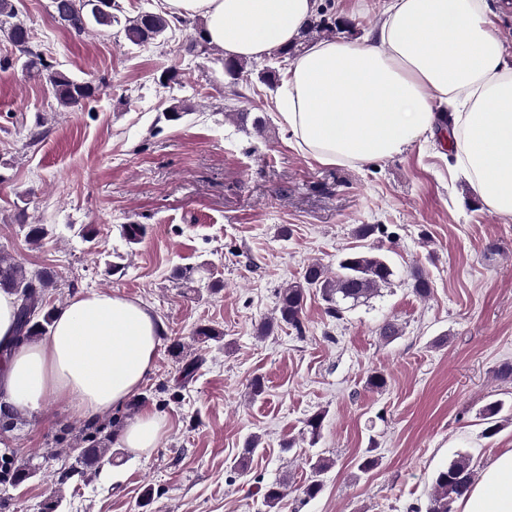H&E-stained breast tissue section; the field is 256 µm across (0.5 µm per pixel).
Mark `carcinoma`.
<instances>
[{"label": "carcinoma", "instance_id": "obj_1", "mask_svg": "<svg viewBox=\"0 0 512 512\" xmlns=\"http://www.w3.org/2000/svg\"><path fill=\"white\" fill-rule=\"evenodd\" d=\"M54 12L59 20L71 28L85 31L93 27H110L118 22L114 12L102 14L96 11L97 0H52ZM15 9L11 0H0V31L10 42H21L23 61L21 68L30 75L42 77L50 85L51 94L57 107L73 108L84 100L95 96L97 87L90 81H78L65 72L47 63L43 53L31 41V33L26 24L11 21ZM183 23L179 17L169 14H153L147 19L137 15L124 26L125 39L132 45L143 46L165 36L166 32ZM19 231L31 244L41 243L49 230L44 224H19ZM394 270L389 258L378 252L375 246L362 245L343 254L337 261L336 274L329 275L320 263L307 265L301 277L289 282L278 290V316L275 321L286 324L303 335L302 320L304 301L307 291H318L326 303V313L340 319L346 311V304L356 305L370 298L382 287L390 284ZM55 275L43 269L31 271L14 255L0 249V288L9 290L18 296L20 306L17 314L19 341H31L46 335L52 325L56 308H45L44 294L53 287ZM198 342L206 343L223 336V331L212 324H199L193 330ZM169 352L182 363L181 377L184 382L192 380L200 367L201 360L189 358L184 354V345L174 340ZM486 427L483 435L490 438L498 433L502 423L512 420V406L507 408L499 400L488 403L480 411ZM325 413L316 412L305 420L306 433L310 440L319 437L323 428ZM124 423L120 414L101 417L85 423L77 429L66 423L62 425L52 441L44 449L42 458L50 460L56 457V448L75 435L73 446L69 450L75 453L76 465L59 475L60 484H65L73 477L87 479L90 473H98L106 464L112 463L109 456L111 445L117 431ZM36 465L32 461L17 462L15 453L6 448L0 453V512L5 509L4 495L34 476ZM475 478L472 460L467 455H460L439 470L434 477V490L428 496L425 507H415L412 512H454L453 504L468 492ZM285 486L275 482L265 487L263 500L266 507L273 509L284 497Z\"/></svg>", "mask_w": 512, "mask_h": 512}]
</instances>
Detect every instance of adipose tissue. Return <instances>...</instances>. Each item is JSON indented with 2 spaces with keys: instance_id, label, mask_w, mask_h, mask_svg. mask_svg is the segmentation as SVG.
I'll list each match as a JSON object with an SVG mask.
<instances>
[{
  "instance_id": "obj_1",
  "label": "adipose tissue",
  "mask_w": 512,
  "mask_h": 512,
  "mask_svg": "<svg viewBox=\"0 0 512 512\" xmlns=\"http://www.w3.org/2000/svg\"><path fill=\"white\" fill-rule=\"evenodd\" d=\"M170 15L201 17L225 57L259 60L297 41L319 0H165ZM361 44L325 40L293 57L277 110L294 149L325 166L359 165L406 152L453 107L449 148L473 191L512 218V57L496 36L493 0H386ZM18 301L0 289V406L34 413L68 398L83 421L124 406L151 374L165 333L138 300L75 295L39 341L13 346ZM165 423L128 421L118 447L142 456ZM459 512H512V449L493 455Z\"/></svg>"
}]
</instances>
